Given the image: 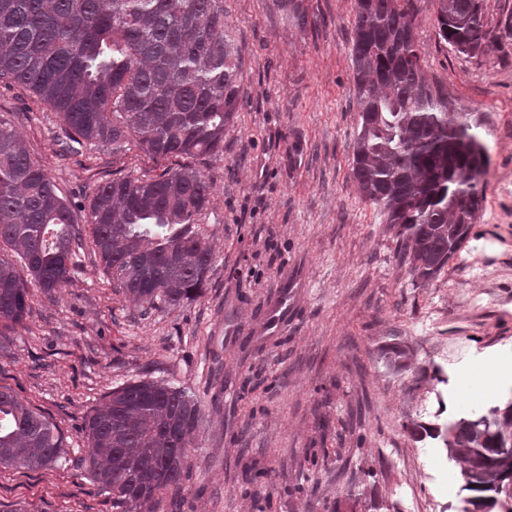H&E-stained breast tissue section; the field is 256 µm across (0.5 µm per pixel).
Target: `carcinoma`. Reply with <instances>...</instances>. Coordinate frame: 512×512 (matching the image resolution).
<instances>
[{"label": "carcinoma", "mask_w": 512, "mask_h": 512, "mask_svg": "<svg viewBox=\"0 0 512 512\" xmlns=\"http://www.w3.org/2000/svg\"><path fill=\"white\" fill-rule=\"evenodd\" d=\"M486 0H437L438 37L463 54L485 50ZM417 0H355L351 64L358 127L352 179L396 229L399 259L432 279L462 248L482 208L490 164L482 120L455 112L429 82L413 38ZM224 0H0V84L57 113L61 156L131 141L156 159L224 152L243 96ZM213 184L185 164L156 177L95 188L85 223L103 273L141 315L202 294L215 254L201 224ZM0 337L31 313L30 288L53 295L84 251L82 225L11 120L0 116ZM198 400L154 381L112 390L87 416L89 471L113 512H152L189 476ZM459 465L464 512L512 501V394L453 421L413 424ZM67 454L57 425L0 387V466L38 471Z\"/></svg>", "instance_id": "1"}]
</instances>
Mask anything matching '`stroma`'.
<instances>
[{"label":"stroma","instance_id":"stroma-1","mask_svg":"<svg viewBox=\"0 0 512 512\" xmlns=\"http://www.w3.org/2000/svg\"><path fill=\"white\" fill-rule=\"evenodd\" d=\"M354 3L302 0L303 25L274 0H224L245 95L223 154L198 164L214 185L205 226L217 255L203 294L141 315L90 249L66 288L33 290L0 349V385L58 425L68 455L36 472L0 467V512H112L82 465V427L113 388L140 380L200 405L189 477L155 512H462L458 467L407 426L433 421L441 398L462 414L481 403L470 349L512 352V0L487 2L486 55L441 44L435 0L417 2L427 75L451 108L481 116L491 158L479 219L426 282L400 264L395 230L352 182ZM0 113L79 218L112 175L180 165L136 148L58 159L55 113L18 86H0ZM286 282L288 331L272 336ZM395 345L412 353L400 371L384 358Z\"/></svg>","mask_w":512,"mask_h":512}]
</instances>
